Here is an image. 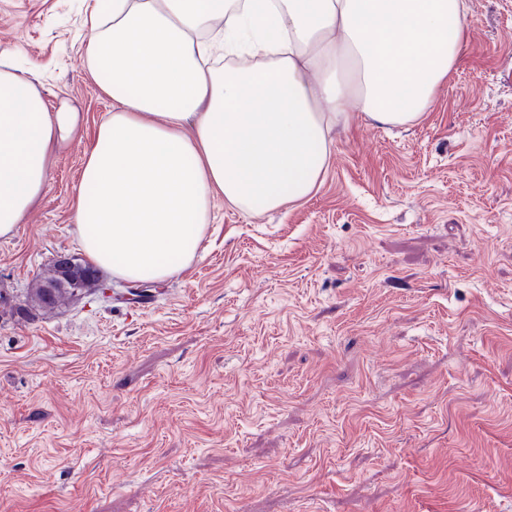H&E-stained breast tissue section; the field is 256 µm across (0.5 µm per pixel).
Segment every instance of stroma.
Segmentation results:
<instances>
[{
  "label": "stroma",
  "mask_w": 512,
  "mask_h": 512,
  "mask_svg": "<svg viewBox=\"0 0 512 512\" xmlns=\"http://www.w3.org/2000/svg\"><path fill=\"white\" fill-rule=\"evenodd\" d=\"M95 0H0V70L83 122L0 238V512H512V0L430 110L352 112L302 205L216 198L149 304L37 305L112 101Z\"/></svg>",
  "instance_id": "35a3bbf8"
}]
</instances>
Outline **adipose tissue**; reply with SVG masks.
Returning <instances> with one entry per match:
<instances>
[{
  "label": "adipose tissue",
  "mask_w": 512,
  "mask_h": 512,
  "mask_svg": "<svg viewBox=\"0 0 512 512\" xmlns=\"http://www.w3.org/2000/svg\"><path fill=\"white\" fill-rule=\"evenodd\" d=\"M464 0H112L87 63L112 100L74 207L103 271L163 281L196 256L216 197L253 214L312 195L351 109L418 121L457 60ZM82 123L0 71V238Z\"/></svg>",
  "instance_id": "obj_1"
}]
</instances>
